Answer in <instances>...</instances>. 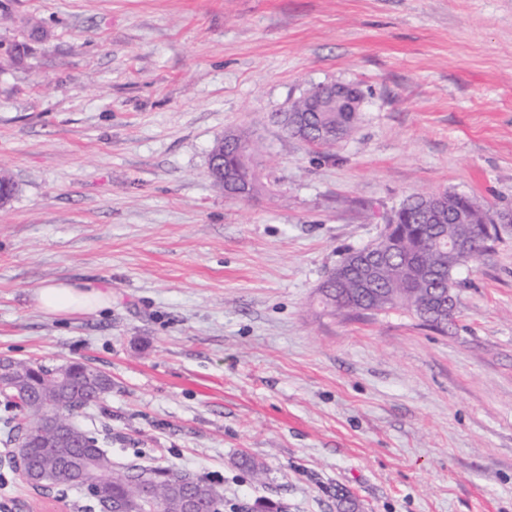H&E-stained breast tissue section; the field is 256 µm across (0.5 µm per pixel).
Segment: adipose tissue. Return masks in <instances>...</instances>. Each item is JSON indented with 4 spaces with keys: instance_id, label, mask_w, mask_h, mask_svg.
<instances>
[{
    "instance_id": "ef3b65f1",
    "label": "adipose tissue",
    "mask_w": 512,
    "mask_h": 512,
    "mask_svg": "<svg viewBox=\"0 0 512 512\" xmlns=\"http://www.w3.org/2000/svg\"><path fill=\"white\" fill-rule=\"evenodd\" d=\"M34 299L45 314L64 316L111 306L112 292L92 283L48 281L37 288Z\"/></svg>"
}]
</instances>
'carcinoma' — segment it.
Here are the masks:
<instances>
[{"label": "carcinoma", "instance_id": "cac0c4a2", "mask_svg": "<svg viewBox=\"0 0 512 512\" xmlns=\"http://www.w3.org/2000/svg\"><path fill=\"white\" fill-rule=\"evenodd\" d=\"M295 108L291 124L284 127V132L327 154L359 119L357 112H315L309 97L298 100ZM491 227L495 224L488 211L469 196L447 191L412 195L391 214L378 236L383 252L374 251L368 245L355 249L324 280L321 284L324 303L333 312L358 315L404 308L424 324L446 333L454 322V311L446 306L448 289L460 287L455 277L456 267L469 264L490 249ZM436 238L444 244L458 246L455 264H449L448 254L434 242ZM365 263L381 264L373 291L361 288ZM70 367L72 394L60 396L51 380L56 366L40 363L33 368L27 362L16 363L14 373L19 380L20 401L4 398V410L11 413L6 422L7 439L37 428L50 412L72 418L92 404L98 406L112 390L111 379L93 372L86 364L72 362ZM77 439L96 446L91 478L102 481L103 492L115 505L136 494L141 475L145 474L155 481V497L164 503L172 501L178 489L193 484L207 493L215 509L224 506L211 484L188 471L145 470L136 466L118 470L112 464V457L98 446L97 438L80 429ZM15 456L26 469L40 468L45 475L55 476L69 486H80L54 448H44L37 456L24 455L17 448Z\"/></svg>", "mask_w": 512, "mask_h": 512}]
</instances>
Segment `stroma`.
Returning a JSON list of instances; mask_svg holds the SVG:
<instances>
[{
  "instance_id": "stroma-1",
  "label": "stroma",
  "mask_w": 512,
  "mask_h": 512,
  "mask_svg": "<svg viewBox=\"0 0 512 512\" xmlns=\"http://www.w3.org/2000/svg\"><path fill=\"white\" fill-rule=\"evenodd\" d=\"M330 82L362 107L326 157L270 116ZM228 132L272 192L213 182ZM0 172V358L108 374L75 422L115 467L187 470L222 512H512V225L447 333L319 298L411 194L512 209V0H0ZM53 280L112 306L45 315ZM6 439L0 512H97Z\"/></svg>"
}]
</instances>
